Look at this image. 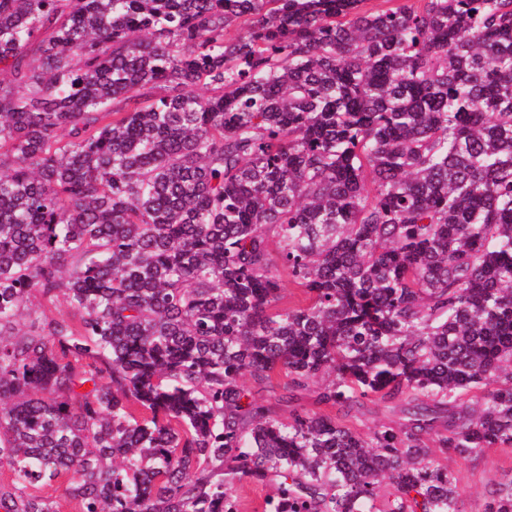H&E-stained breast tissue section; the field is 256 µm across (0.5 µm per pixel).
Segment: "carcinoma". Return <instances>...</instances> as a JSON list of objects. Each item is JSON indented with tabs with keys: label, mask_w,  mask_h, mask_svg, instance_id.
<instances>
[{
	"label": "carcinoma",
	"mask_w": 512,
	"mask_h": 512,
	"mask_svg": "<svg viewBox=\"0 0 512 512\" xmlns=\"http://www.w3.org/2000/svg\"><path fill=\"white\" fill-rule=\"evenodd\" d=\"M418 2L0 0V512H463L441 458L512 448V0ZM236 489L241 505L240 512H263L260 506L266 494L271 491L269 486H255L248 481H244Z\"/></svg>",
	"instance_id": "cac0c4a2"
}]
</instances>
